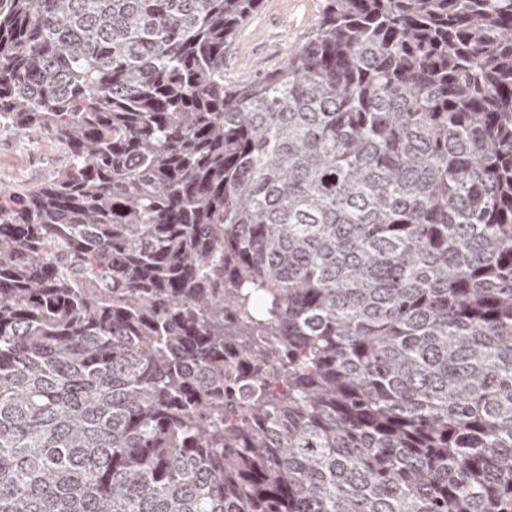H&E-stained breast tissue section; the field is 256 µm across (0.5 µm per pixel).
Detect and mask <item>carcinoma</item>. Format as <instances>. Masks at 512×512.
Instances as JSON below:
<instances>
[{
	"label": "carcinoma",
	"instance_id": "cac0c4a2",
	"mask_svg": "<svg viewBox=\"0 0 512 512\" xmlns=\"http://www.w3.org/2000/svg\"><path fill=\"white\" fill-rule=\"evenodd\" d=\"M0 0V512H512V0ZM324 0H262L224 54L228 79L254 78L280 66L288 48L305 39ZM64 148L45 134L6 129L0 133V186L33 187L63 165Z\"/></svg>",
	"mask_w": 512,
	"mask_h": 512
}]
</instances>
